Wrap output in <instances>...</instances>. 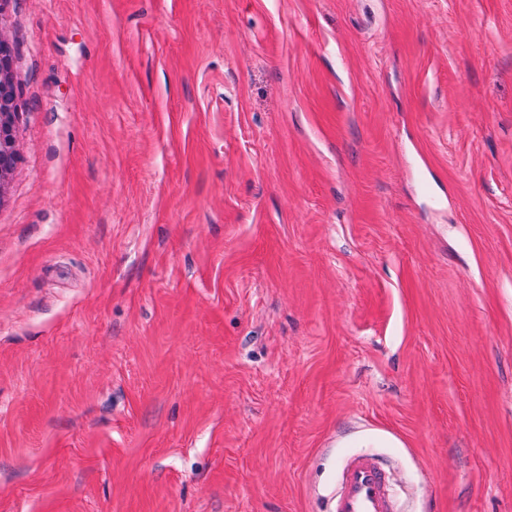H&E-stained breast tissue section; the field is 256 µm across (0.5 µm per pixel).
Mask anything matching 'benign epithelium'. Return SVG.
<instances>
[{"label": "benign epithelium", "mask_w": 512, "mask_h": 512, "mask_svg": "<svg viewBox=\"0 0 512 512\" xmlns=\"http://www.w3.org/2000/svg\"><path fill=\"white\" fill-rule=\"evenodd\" d=\"M0 94L8 107L0 110V189L12 173L16 160V119L19 99L13 79V46L0 33Z\"/></svg>", "instance_id": "1"}]
</instances>
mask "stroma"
I'll use <instances>...</instances> for the list:
<instances>
[{"label":"stroma","mask_w":512,"mask_h":512,"mask_svg":"<svg viewBox=\"0 0 512 512\" xmlns=\"http://www.w3.org/2000/svg\"><path fill=\"white\" fill-rule=\"evenodd\" d=\"M0 512H512V0H10ZM386 481L381 464L353 457L343 470L334 512H395Z\"/></svg>","instance_id":"1"}]
</instances>
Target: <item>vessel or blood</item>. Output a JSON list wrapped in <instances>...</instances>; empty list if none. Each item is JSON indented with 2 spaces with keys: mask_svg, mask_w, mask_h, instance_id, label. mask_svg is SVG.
Returning <instances> with one entry per match:
<instances>
[{
  "mask_svg": "<svg viewBox=\"0 0 512 512\" xmlns=\"http://www.w3.org/2000/svg\"><path fill=\"white\" fill-rule=\"evenodd\" d=\"M335 512H393L384 467L364 455L353 457L342 473Z\"/></svg>",
  "mask_w": 512,
  "mask_h": 512,
  "instance_id": "obj_1",
  "label": "vessel or blood"
}]
</instances>
